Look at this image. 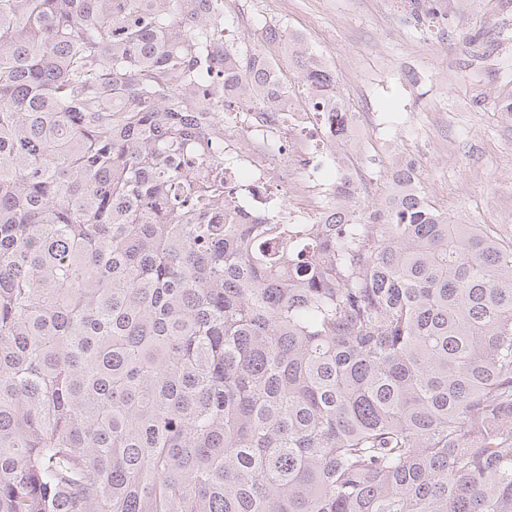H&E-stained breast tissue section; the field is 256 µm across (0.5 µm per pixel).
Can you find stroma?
I'll return each mask as SVG.
<instances>
[{
	"instance_id": "35a3bbf8",
	"label": "stroma",
	"mask_w": 512,
	"mask_h": 512,
	"mask_svg": "<svg viewBox=\"0 0 512 512\" xmlns=\"http://www.w3.org/2000/svg\"><path fill=\"white\" fill-rule=\"evenodd\" d=\"M228 43L259 45L306 103L295 48L281 27L332 67L357 121V204L380 205L396 161L422 173L425 198L459 224H495L512 240V0H434L415 25L408 0H224Z\"/></svg>"
}]
</instances>
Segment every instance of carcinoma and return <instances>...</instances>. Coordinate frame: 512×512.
Instances as JSON below:
<instances>
[{
	"label": "carcinoma",
	"mask_w": 512,
	"mask_h": 512,
	"mask_svg": "<svg viewBox=\"0 0 512 512\" xmlns=\"http://www.w3.org/2000/svg\"><path fill=\"white\" fill-rule=\"evenodd\" d=\"M275 67L224 0H0V512H512V242L240 212Z\"/></svg>",
	"instance_id": "carcinoma-1"
}]
</instances>
